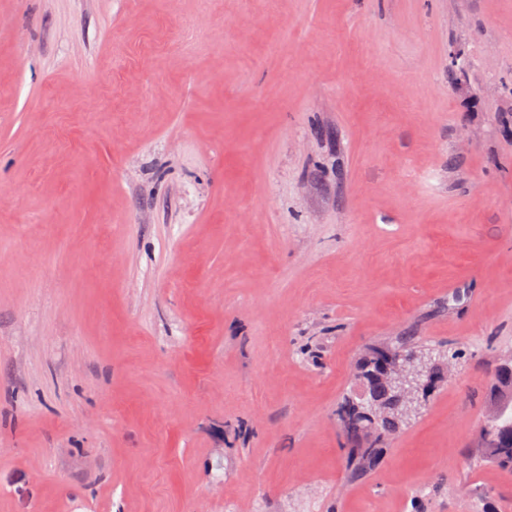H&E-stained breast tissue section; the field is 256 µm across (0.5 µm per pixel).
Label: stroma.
Wrapping results in <instances>:
<instances>
[{"label":"stroma","mask_w":512,"mask_h":512,"mask_svg":"<svg viewBox=\"0 0 512 512\" xmlns=\"http://www.w3.org/2000/svg\"><path fill=\"white\" fill-rule=\"evenodd\" d=\"M510 353L512 0H0V512H512ZM409 342L407 337L401 336L391 345L370 346L357 362V379L362 381L368 394H374L380 398L387 409L385 417L376 420L371 434L359 436L356 431L358 425L368 423L369 407L356 401L353 397H347L336 409L337 421L348 442L347 463L355 474L365 471L376 462L380 448H383L385 444L387 434L395 431L404 423L402 418L394 412L396 401L393 394L385 391L379 378L374 362L375 354L380 350L410 351L417 349ZM512 384V383H511ZM511 384L503 389L502 393L494 397L492 393V383L489 388L488 398L493 403V411L498 403H507V406L501 411L500 418L503 419L504 425L511 422L512 426V396H511ZM509 409L510 416L506 415V411ZM492 411V413H493ZM506 426L499 430L494 425L489 426V435L486 447L478 448L474 445L476 456L482 462H489L497 465L498 467L512 471V442L511 444L503 443L500 439L499 432L506 433L509 438L511 437L512 427Z\"/></svg>","instance_id":"obj_1"}]
</instances>
